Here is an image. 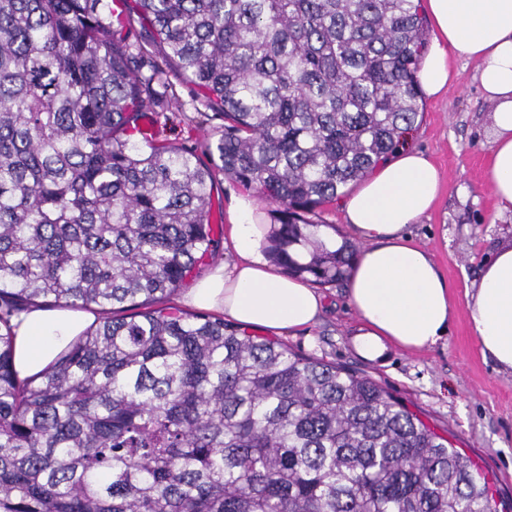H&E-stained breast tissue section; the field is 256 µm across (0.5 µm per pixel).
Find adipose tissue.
<instances>
[{"label": "adipose tissue", "mask_w": 512, "mask_h": 512, "mask_svg": "<svg viewBox=\"0 0 512 512\" xmlns=\"http://www.w3.org/2000/svg\"><path fill=\"white\" fill-rule=\"evenodd\" d=\"M435 45L418 72L427 96L448 90L452 56L473 60L493 109L488 181L498 213H512V0H428ZM442 189L438 168L420 151L400 150L379 165L345 202L347 227L361 241L347 279L359 325L358 354L383 359L389 346L408 351L434 345L453 317L450 285L430 253L407 234L434 207ZM254 198H236L228 212L232 262L199 280L188 305L273 333L312 326L322 296L304 278L273 266L264 248L268 228ZM467 314L484 357L512 372V240L482 262ZM88 310L29 307L11 320L20 376L40 372L94 320Z\"/></svg>", "instance_id": "ef3b65f1"}]
</instances>
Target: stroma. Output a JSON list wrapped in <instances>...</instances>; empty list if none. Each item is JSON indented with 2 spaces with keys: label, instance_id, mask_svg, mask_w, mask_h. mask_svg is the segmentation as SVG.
<instances>
[{
  "label": "stroma",
  "instance_id": "stroma-1",
  "mask_svg": "<svg viewBox=\"0 0 512 512\" xmlns=\"http://www.w3.org/2000/svg\"><path fill=\"white\" fill-rule=\"evenodd\" d=\"M452 71L445 95L423 98L422 118L409 142L429 157L442 177L435 206L410 225L408 234L430 252L451 285L454 314L447 334L422 351L394 348L384 362L364 360L351 344L357 315L340 284L322 287L325 311L316 325L284 332L278 339L293 351L347 365L382 385L452 440L479 465L494 490L511 499L512 373L483 357L468 321L466 291L481 262L497 244L512 239V217L498 215L486 176L491 106L476 65L456 55ZM164 80V107L146 112L156 141L191 148L202 163H209L206 146L223 133V117L205 107L200 90L175 69H166ZM243 192L223 173L215 174L209 219L217 262L231 257L227 211Z\"/></svg>",
  "mask_w": 512,
  "mask_h": 512
}]
</instances>
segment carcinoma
<instances>
[{"instance_id": "obj_1", "label": "carcinoma", "mask_w": 512, "mask_h": 512, "mask_svg": "<svg viewBox=\"0 0 512 512\" xmlns=\"http://www.w3.org/2000/svg\"><path fill=\"white\" fill-rule=\"evenodd\" d=\"M224 115L215 168L274 204L267 253L347 279L316 210L407 145L420 0H134ZM107 0H0V512H499L383 386L221 317L149 308L217 257L213 169L132 134L158 72ZM117 310L37 375L26 306Z\"/></svg>"}]
</instances>
